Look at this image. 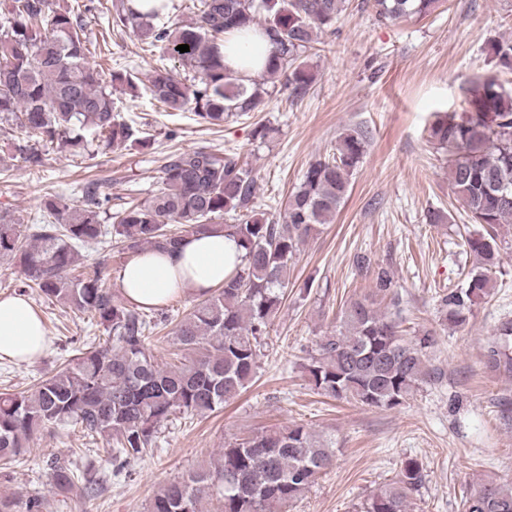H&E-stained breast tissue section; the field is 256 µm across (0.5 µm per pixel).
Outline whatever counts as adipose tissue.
Instances as JSON below:
<instances>
[{
  "instance_id": "adipose-tissue-1",
  "label": "adipose tissue",
  "mask_w": 512,
  "mask_h": 512,
  "mask_svg": "<svg viewBox=\"0 0 512 512\" xmlns=\"http://www.w3.org/2000/svg\"><path fill=\"white\" fill-rule=\"evenodd\" d=\"M267 53L264 42L232 37L224 44L226 66L247 78L261 72ZM243 254L224 230L193 233L180 251L145 250L129 258L119 274L120 291L127 303L141 308L164 305L188 290L200 296L223 284ZM48 345L44 322L30 301L21 294L1 296L0 362H32Z\"/></svg>"
}]
</instances>
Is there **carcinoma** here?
I'll return each instance as SVG.
<instances>
[{"mask_svg": "<svg viewBox=\"0 0 512 512\" xmlns=\"http://www.w3.org/2000/svg\"><path fill=\"white\" fill-rule=\"evenodd\" d=\"M142 11L124 0L111 26L130 29L158 44L198 81L187 84L164 67L153 71L149 92L170 111L191 108L217 125L229 116L260 112L264 85L279 77L295 91L312 83L305 53L331 29L346 0H194V18L162 21L167 0ZM381 21L424 17L441 0H369ZM85 5L53 6L52 0H8L0 13V124L15 127L23 143L12 158L29 168L43 166L54 146L87 149L95 141L112 146L148 140L113 116L112 86L136 91L127 74L109 78L87 59ZM253 34L267 41L262 73L248 81L224 64V34ZM189 46L180 52L176 47ZM496 66L512 72V40L489 48ZM466 117L440 116L430 141L448 151V183L476 228L464 239L473 258L466 287L436 293L442 324L461 328L493 288L499 265L498 228L512 223V95L493 79L471 95ZM367 137L350 129L336 147L309 163L289 195L282 223L240 213L254 196L252 168L234 154L196 148L171 155L161 169L159 192L140 204L102 214L110 197L94 184L83 201L68 205L51 196L32 224L0 213V260L23 275L21 287L78 313H92L104 327V346H91L78 362L24 390L0 392V466L8 469L43 432L72 423L89 436L115 439L112 463L120 473L157 438L176 415L208 417L237 397L257 375L259 345L288 287L291 263L318 226L330 224L349 196ZM235 223L224 224L227 214ZM237 238L244 262L225 277L176 325L174 341L183 359L162 366L146 344L157 323L114 300L103 287L104 269L116 257L126 262L148 248L174 251L189 233L216 227ZM117 239V255L85 264L81 250ZM393 315L380 312L383 302ZM402 298L380 267L374 286L343 305L340 325L322 338L304 369L316 393L377 409L403 404L420 387L435 383L429 363L436 332L413 340L402 334ZM336 439L302 425L272 428L219 453L214 466L162 485L151 512H288V508L333 467ZM52 488L74 487L70 465L46 461ZM424 479L423 466L407 459L395 479L371 491L358 512H409L410 498ZM462 512H512V482L489 478L461 496ZM37 498L0 497V512H39Z\"/></svg>", "mask_w": 512, "mask_h": 512, "instance_id": "obj_1", "label": "carcinoma"}]
</instances>
